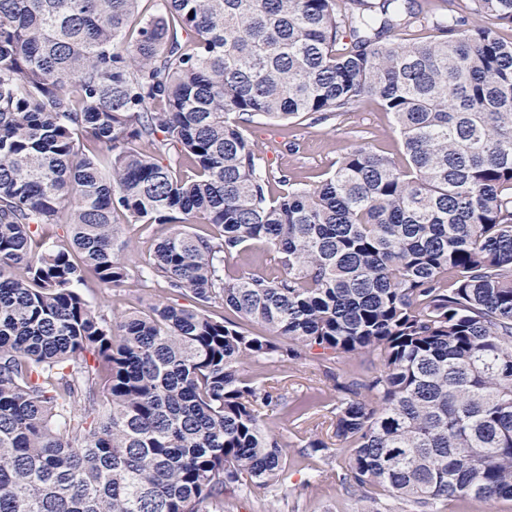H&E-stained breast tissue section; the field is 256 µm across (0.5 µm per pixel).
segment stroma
<instances>
[{"instance_id": "stroma-1", "label": "stroma", "mask_w": 512, "mask_h": 512, "mask_svg": "<svg viewBox=\"0 0 512 512\" xmlns=\"http://www.w3.org/2000/svg\"><path fill=\"white\" fill-rule=\"evenodd\" d=\"M246 134L257 143L274 175H287L290 182L307 188L318 185L335 162L357 145L398 160L403 157L392 115L372 97L364 98L352 111L321 124L312 123L304 114L281 123L256 117L247 124ZM83 291L88 300L107 314L168 298L164 283L145 288L135 277L118 292L100 288L92 279L87 280ZM343 368L354 369L363 376L376 370L367 360L353 362L343 358L329 365L312 353L303 360L275 363V375L288 405L309 399L315 405L303 424L291 423L285 407L263 409V423L286 447L284 482L264 500H236L232 512H347L351 507L344 487L327 466L328 461H342L348 456L347 449L336 441L332 427V411L338 398L336 375ZM317 437L326 442V449L306 452L308 441Z\"/></svg>"}]
</instances>
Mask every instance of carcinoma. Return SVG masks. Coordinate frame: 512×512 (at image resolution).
<instances>
[{"instance_id":"1","label":"carcinoma","mask_w":512,"mask_h":512,"mask_svg":"<svg viewBox=\"0 0 512 512\" xmlns=\"http://www.w3.org/2000/svg\"><path fill=\"white\" fill-rule=\"evenodd\" d=\"M142 2L0 0V512L264 496L286 461L261 410L282 394L243 364L314 349L380 362L336 382L334 413L336 478L374 512L512 501V0H470L472 21L407 0ZM414 25L435 38L382 42ZM366 96L406 163L358 145L272 196L244 125ZM120 215L174 225L138 279L193 305L109 317L85 298L90 276L131 277ZM256 241L282 274L228 275Z\"/></svg>"}]
</instances>
